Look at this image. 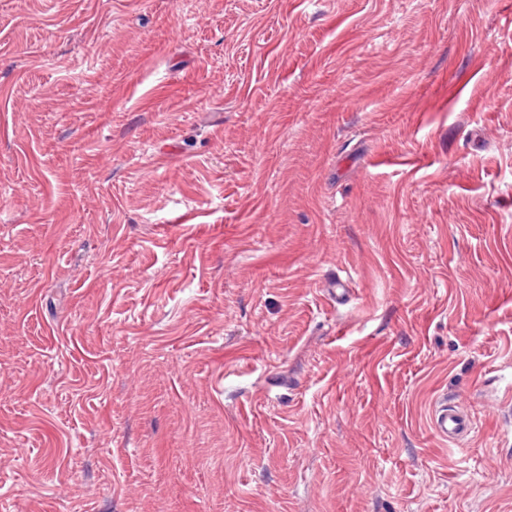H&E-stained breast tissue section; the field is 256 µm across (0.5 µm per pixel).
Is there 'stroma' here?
Returning <instances> with one entry per match:
<instances>
[{
  "label": "stroma",
  "instance_id": "35a3bbf8",
  "mask_svg": "<svg viewBox=\"0 0 512 512\" xmlns=\"http://www.w3.org/2000/svg\"><path fill=\"white\" fill-rule=\"evenodd\" d=\"M0 512H512V0H0ZM431 426L439 437L454 442L467 433L470 421L456 405L448 404V400L444 399L433 407Z\"/></svg>",
  "mask_w": 512,
  "mask_h": 512
}]
</instances>
